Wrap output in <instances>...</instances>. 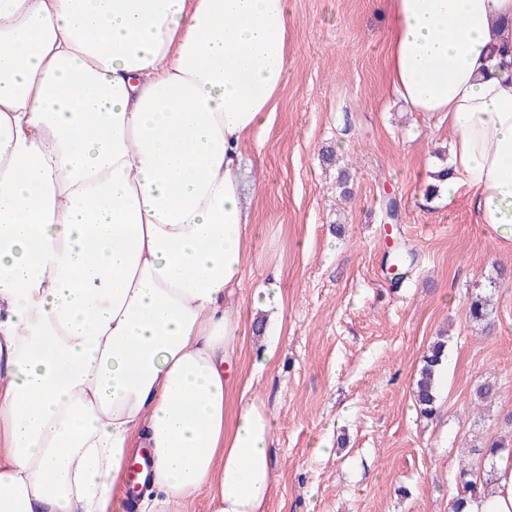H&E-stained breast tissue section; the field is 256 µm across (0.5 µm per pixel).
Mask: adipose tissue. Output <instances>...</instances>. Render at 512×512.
<instances>
[{
	"mask_svg": "<svg viewBox=\"0 0 512 512\" xmlns=\"http://www.w3.org/2000/svg\"><path fill=\"white\" fill-rule=\"evenodd\" d=\"M387 76L453 131L447 197L512 239V0H386ZM288 0H0V512H267L276 422L228 410L252 224L241 158ZM467 512H512V457Z\"/></svg>",
	"mask_w": 512,
	"mask_h": 512,
	"instance_id": "adipose-tissue-1",
	"label": "adipose tissue"
}]
</instances>
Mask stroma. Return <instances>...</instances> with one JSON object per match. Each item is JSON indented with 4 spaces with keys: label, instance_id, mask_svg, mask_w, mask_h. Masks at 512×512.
Returning a JSON list of instances; mask_svg holds the SVG:
<instances>
[{
    "label": "stroma",
    "instance_id": "obj_1",
    "mask_svg": "<svg viewBox=\"0 0 512 512\" xmlns=\"http://www.w3.org/2000/svg\"><path fill=\"white\" fill-rule=\"evenodd\" d=\"M377 5L289 0L292 70L242 156L255 230L240 294L277 285L282 327L245 328L228 406L256 396L276 418L269 512H451L460 470L484 464L478 448L512 441V240L477 223L468 187L426 196L452 131L396 99ZM397 245L416 255L399 283ZM479 294L492 298L488 331L469 316ZM442 334L449 364L426 418L415 383ZM489 380L497 394L479 399ZM319 443L330 454H313Z\"/></svg>",
    "mask_w": 512,
    "mask_h": 512
}]
</instances>
